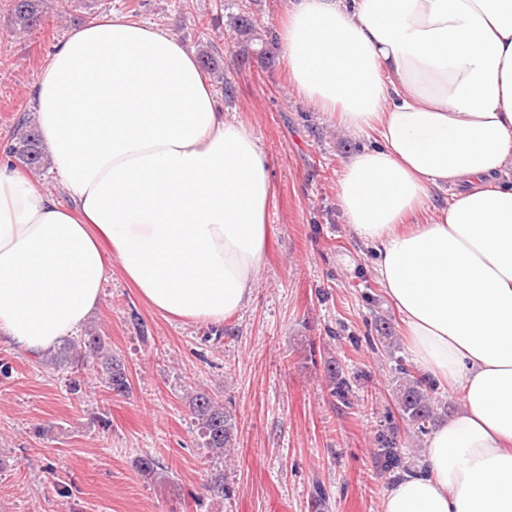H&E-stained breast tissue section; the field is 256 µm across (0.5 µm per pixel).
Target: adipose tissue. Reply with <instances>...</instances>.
I'll list each match as a JSON object with an SVG mask.
<instances>
[{"instance_id": "ef3b65f1", "label": "adipose tissue", "mask_w": 512, "mask_h": 512, "mask_svg": "<svg viewBox=\"0 0 512 512\" xmlns=\"http://www.w3.org/2000/svg\"><path fill=\"white\" fill-rule=\"evenodd\" d=\"M279 38L299 98L374 138L340 208L414 362L462 396L383 512H512V0H292ZM33 98L73 204L0 162V343L51 354L116 266L173 317L249 302L269 170L177 36L116 14L77 28Z\"/></svg>"}]
</instances>
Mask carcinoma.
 <instances>
[{
    "mask_svg": "<svg viewBox=\"0 0 512 512\" xmlns=\"http://www.w3.org/2000/svg\"><path fill=\"white\" fill-rule=\"evenodd\" d=\"M44 0H12L14 23L20 31L34 29L43 20ZM20 163L31 171L44 168L48 160L42 149L38 132L23 118L19 121L13 142L8 147ZM91 363L98 366L101 383L117 395H126L131 384L125 365L112 355L106 337L95 330H90L76 342H67L60 352H56L45 364L58 368L69 365L77 370L85 369ZM400 382L396 388L398 413L408 429L415 434L428 432L436 416V408L431 392L434 390L429 378L410 371L403 363H398ZM330 379L333 383L332 396L348 400L349 386L331 363ZM191 414L199 427L203 447L220 458L231 453L235 447L237 424L235 417L224 409V405L206 391L196 393L189 404ZM379 456L383 459L386 473H397L407 469L404 456L398 451L394 435L381 434L378 437Z\"/></svg>",
    "mask_w": 512,
    "mask_h": 512,
    "instance_id": "obj_1",
    "label": "carcinoma"
}]
</instances>
